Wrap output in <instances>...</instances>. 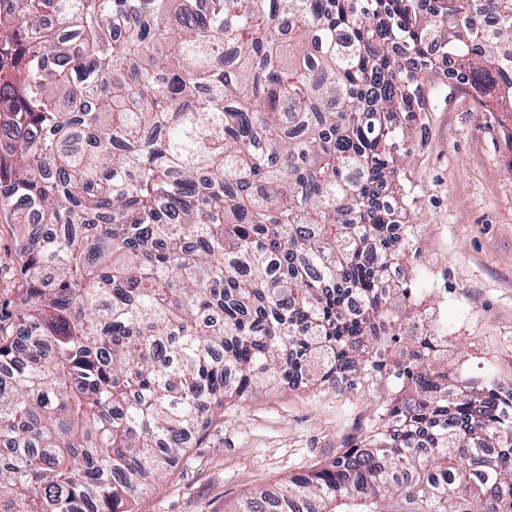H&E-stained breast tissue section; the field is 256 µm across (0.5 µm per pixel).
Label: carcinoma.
Returning a JSON list of instances; mask_svg holds the SVG:
<instances>
[{"instance_id": "obj_1", "label": "carcinoma", "mask_w": 512, "mask_h": 512, "mask_svg": "<svg viewBox=\"0 0 512 512\" xmlns=\"http://www.w3.org/2000/svg\"><path fill=\"white\" fill-rule=\"evenodd\" d=\"M9 2L0 221L44 235L0 325V512H136L224 405L374 377L358 443L235 512H512L503 382L448 367L387 278L417 225L369 203L440 64L512 121V0Z\"/></svg>"}]
</instances>
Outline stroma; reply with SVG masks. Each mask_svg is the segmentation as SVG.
I'll return each instance as SVG.
<instances>
[{
	"instance_id": "1",
	"label": "stroma",
	"mask_w": 512,
	"mask_h": 512,
	"mask_svg": "<svg viewBox=\"0 0 512 512\" xmlns=\"http://www.w3.org/2000/svg\"><path fill=\"white\" fill-rule=\"evenodd\" d=\"M426 109L402 116L409 152L406 196L382 198L395 223L420 224L414 254L396 279L426 297L464 343L450 363L512 379V143L502 115L486 111L446 75L423 83ZM20 224L0 222V322L20 292ZM384 392L376 382L338 394L280 389L225 406L137 512H233L242 499L331 462L369 430Z\"/></svg>"
}]
</instances>
